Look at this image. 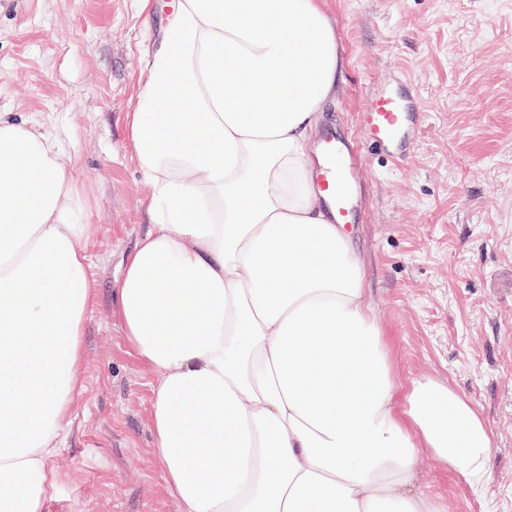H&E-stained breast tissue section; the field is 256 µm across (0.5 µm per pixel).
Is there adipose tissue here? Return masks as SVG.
Listing matches in <instances>:
<instances>
[{
  "instance_id": "ef3b65f1",
  "label": "adipose tissue",
  "mask_w": 512,
  "mask_h": 512,
  "mask_svg": "<svg viewBox=\"0 0 512 512\" xmlns=\"http://www.w3.org/2000/svg\"><path fill=\"white\" fill-rule=\"evenodd\" d=\"M343 67L322 0H172L129 143L150 229L116 314L150 373L179 512H448L420 455L472 492L492 434L453 386L402 383L312 139ZM56 141L0 116V512H49L84 392L98 227Z\"/></svg>"
}]
</instances>
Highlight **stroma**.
<instances>
[{
    "instance_id": "35a3bbf8",
    "label": "stroma",
    "mask_w": 512,
    "mask_h": 512,
    "mask_svg": "<svg viewBox=\"0 0 512 512\" xmlns=\"http://www.w3.org/2000/svg\"><path fill=\"white\" fill-rule=\"evenodd\" d=\"M141 0H0V113L51 132L99 232L83 322L84 393L48 490L51 512H178L148 420L149 373L115 314L123 261L149 229L127 114L163 21ZM344 66L320 134L356 131L377 86L417 88L427 112L401 163L364 153L351 229L403 380L450 383L493 435L472 493L421 456L449 512H512V0H325Z\"/></svg>"
}]
</instances>
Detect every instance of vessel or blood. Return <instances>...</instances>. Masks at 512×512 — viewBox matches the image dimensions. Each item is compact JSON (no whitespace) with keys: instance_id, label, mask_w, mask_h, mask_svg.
I'll use <instances>...</instances> for the list:
<instances>
[{"instance_id":"obj_1","label":"vessel or blood","mask_w":512,"mask_h":512,"mask_svg":"<svg viewBox=\"0 0 512 512\" xmlns=\"http://www.w3.org/2000/svg\"><path fill=\"white\" fill-rule=\"evenodd\" d=\"M426 121L422 98L417 90L396 94L380 90L371 94L359 114L364 142L354 136H327L320 143L316 182L323 191L338 224L355 220L354 173L362 144L400 155L402 148L418 141Z\"/></svg>"}]
</instances>
